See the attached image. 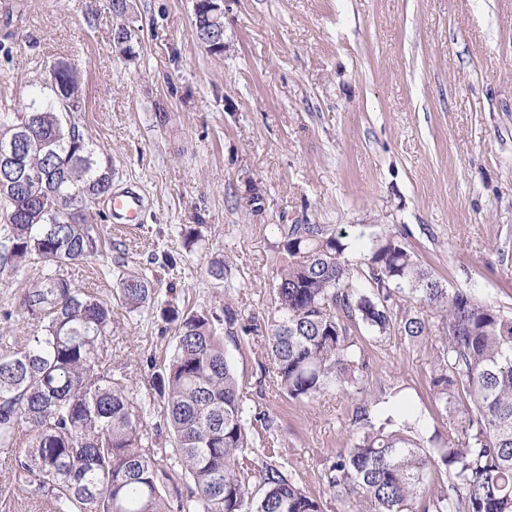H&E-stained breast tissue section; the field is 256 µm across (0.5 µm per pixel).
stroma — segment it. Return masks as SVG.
Returning a JSON list of instances; mask_svg holds the SVG:
<instances>
[{"instance_id": "1", "label": "stroma", "mask_w": 512, "mask_h": 512, "mask_svg": "<svg viewBox=\"0 0 512 512\" xmlns=\"http://www.w3.org/2000/svg\"><path fill=\"white\" fill-rule=\"evenodd\" d=\"M191 0H132L135 55L112 46L105 0H0V106L20 108L41 64L75 53L82 110L74 119L112 158L114 191L144 199L138 227L115 230L108 203L89 213L115 251L73 268L108 297L123 273L158 270L183 310L232 306L225 338L247 415L262 412L284 458L325 512H344L323 480L349 446L351 402L305 403L273 385L264 339L282 260L281 224L356 235L398 232L449 291L512 313V0H224V52L194 38ZM193 227L197 244L181 233ZM222 258L223 281L207 273ZM26 285L0 274V345L24 344ZM367 348L370 396L403 392L427 427L447 430L429 377L442 334ZM111 365L146 398L172 334L159 313L119 311ZM0 512H49L20 490L0 454Z\"/></svg>"}]
</instances>
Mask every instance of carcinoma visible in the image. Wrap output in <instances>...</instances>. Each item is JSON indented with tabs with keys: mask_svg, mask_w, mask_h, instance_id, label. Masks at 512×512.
I'll list each match as a JSON object with an SVG mask.
<instances>
[{
	"mask_svg": "<svg viewBox=\"0 0 512 512\" xmlns=\"http://www.w3.org/2000/svg\"><path fill=\"white\" fill-rule=\"evenodd\" d=\"M134 38L115 29L130 56ZM32 87L22 108L0 110V149L26 126L33 170L27 183L0 191V273L25 281L32 260L42 263L22 302L30 334L23 348L0 349V453L13 459L17 484L46 492L50 512H323L276 448L269 417L244 414L224 354L235 313L159 301L147 268L122 274L112 296L128 312L160 304L175 324L170 358L151 375L171 448L152 447L142 405L109 364L112 302L69 275L102 251L88 212L114 195L112 158L74 121L75 62L51 61ZM278 230L285 258L271 312L243 331L265 337L288 399L355 402L350 448L325 468L326 485L350 512H512V314L449 292L400 233L372 238L358 266L345 232ZM426 308L440 313L444 330L430 386L448 417L446 438L428 433L421 410L382 414L364 396L362 332L375 342L426 340Z\"/></svg>",
	"mask_w": 512,
	"mask_h": 512,
	"instance_id": "cac0c4a2",
	"label": "carcinoma"
}]
</instances>
